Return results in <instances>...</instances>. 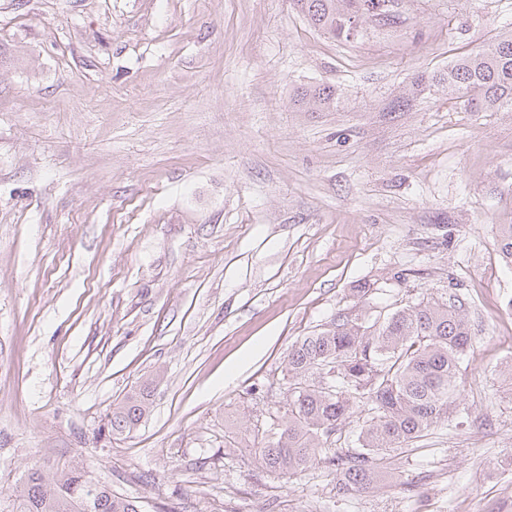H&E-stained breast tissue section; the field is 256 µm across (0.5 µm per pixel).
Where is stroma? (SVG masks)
<instances>
[{
    "mask_svg": "<svg viewBox=\"0 0 512 512\" xmlns=\"http://www.w3.org/2000/svg\"><path fill=\"white\" fill-rule=\"evenodd\" d=\"M403 11L345 41L291 0H0V486L75 461L133 512H512V267L485 270L512 112L412 90L512 0ZM323 82L339 107L293 110ZM427 296L471 324L447 416L365 492L332 460L356 417L301 476L264 469L291 346ZM149 393L147 389L133 391L112 408L109 420L112 435L130 434L136 429L149 411Z\"/></svg>",
    "mask_w": 512,
    "mask_h": 512,
    "instance_id": "1",
    "label": "stroma"
}]
</instances>
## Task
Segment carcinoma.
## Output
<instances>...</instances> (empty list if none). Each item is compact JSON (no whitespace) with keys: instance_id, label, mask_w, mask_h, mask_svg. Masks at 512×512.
I'll list each match as a JSON object with an SVG mask.
<instances>
[{"instance_id":"1","label":"carcinoma","mask_w":512,"mask_h":512,"mask_svg":"<svg viewBox=\"0 0 512 512\" xmlns=\"http://www.w3.org/2000/svg\"><path fill=\"white\" fill-rule=\"evenodd\" d=\"M295 9L319 31L349 40L359 24L374 17L401 23V0H292ZM448 85L469 112H512V33L487 48L455 59L448 71L415 80ZM340 93L328 84L298 87L292 94L298 112H325ZM497 250L512 262V224L498 225ZM471 330L463 305L434 298L400 306L384 320L336 315L332 324L291 346L285 364L288 383L285 427L253 434L262 467L288 479L312 467L335 429L362 407L359 451L341 461V489H370L392 453L423 437L448 413ZM334 372L335 390L314 382ZM149 391L128 394L112 408L114 435L132 433L149 411ZM11 512H131L129 504L79 467L49 478L40 470L7 491Z\"/></svg>"}]
</instances>
